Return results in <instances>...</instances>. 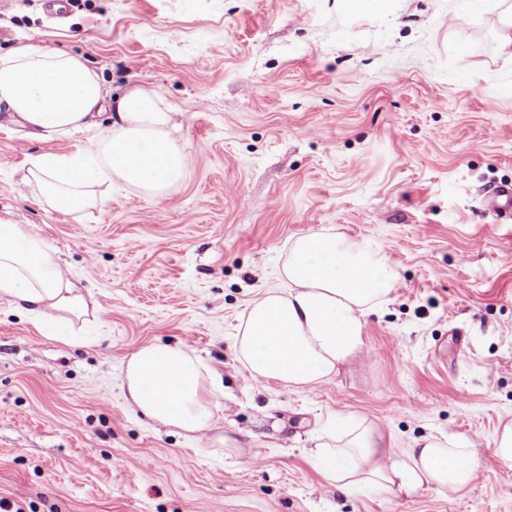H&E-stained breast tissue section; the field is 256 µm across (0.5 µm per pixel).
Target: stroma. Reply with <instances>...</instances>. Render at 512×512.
<instances>
[{
    "mask_svg": "<svg viewBox=\"0 0 512 512\" xmlns=\"http://www.w3.org/2000/svg\"><path fill=\"white\" fill-rule=\"evenodd\" d=\"M0 0V53L80 56L109 95L157 90L182 112L183 179L165 198L101 189L60 211L24 181L38 141L0 129V218L34 227L96 320L73 342L0 298V502L17 512H512V222L481 199L512 181V40L495 0ZM377 245L398 272L366 318L367 352L314 390L256 380L233 336L287 287L296 238ZM203 358L212 431L132 409L126 357L152 343ZM403 451L470 450L460 490L346 495L308 456L337 420Z\"/></svg>",
    "mask_w": 512,
    "mask_h": 512,
    "instance_id": "stroma-1",
    "label": "stroma"
}]
</instances>
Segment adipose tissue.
I'll return each instance as SVG.
<instances>
[{
	"label": "adipose tissue",
	"mask_w": 512,
	"mask_h": 512,
	"mask_svg": "<svg viewBox=\"0 0 512 512\" xmlns=\"http://www.w3.org/2000/svg\"><path fill=\"white\" fill-rule=\"evenodd\" d=\"M153 89L107 97L98 75L76 55L21 45L0 55V117L39 140L87 137L74 154L32 158L25 180L58 210L91 206L96 189L122 182L164 197L186 168L172 133L177 113ZM107 122H100V115ZM282 273L286 291L255 300L234 338L240 362L255 378L310 388L365 348L367 311L386 302L397 273L371 242L324 232L297 238ZM0 297L38 317L53 315L54 335L69 336L89 303L33 227L0 219ZM134 410L154 424L195 433L210 428L214 379L197 355L179 346L140 347L124 369ZM309 455L325 479L346 494L379 490L412 495L432 486L456 488L476 463L447 436H429L397 452L375 425L353 424L343 444L320 442Z\"/></svg>",
	"instance_id": "ef3b65f1"
}]
</instances>
